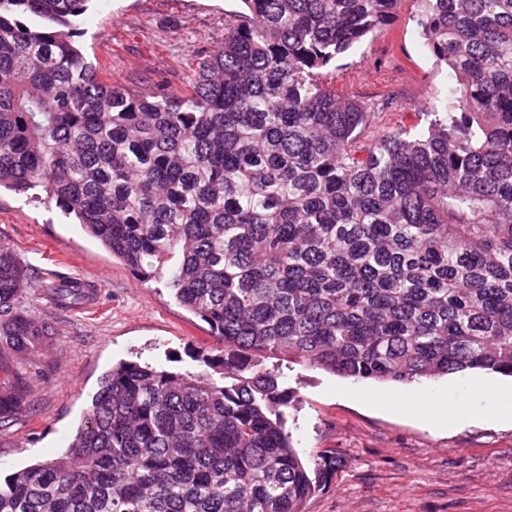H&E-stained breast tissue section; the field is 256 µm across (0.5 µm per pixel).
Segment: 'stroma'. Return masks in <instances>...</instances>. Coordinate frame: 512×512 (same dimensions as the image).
<instances>
[{
	"label": "stroma",
	"instance_id": "35a3bbf8",
	"mask_svg": "<svg viewBox=\"0 0 512 512\" xmlns=\"http://www.w3.org/2000/svg\"><path fill=\"white\" fill-rule=\"evenodd\" d=\"M239 0H90L76 20L88 58L106 81L134 91L186 87L202 52L224 45ZM418 0L323 70L337 94L376 104L369 134L419 124L440 107L448 71L416 31ZM394 98L393 107L380 103ZM0 241L30 276L94 284L87 303L61 307L24 289L17 304L52 323L54 336L8 357L0 389L21 375L26 407L0 428V477L65 452L113 364L136 361L194 372L193 351L215 346L208 325L175 299L166 278L138 281L55 202L0 191ZM295 401L287 427L307 459L341 460L305 512H512V416L491 409L512 379L457 373L412 384L353 381L280 362Z\"/></svg>",
	"mask_w": 512,
	"mask_h": 512
}]
</instances>
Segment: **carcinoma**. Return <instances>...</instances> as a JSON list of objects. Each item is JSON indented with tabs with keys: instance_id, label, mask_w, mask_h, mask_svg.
<instances>
[{
	"instance_id": "cac0c4a2",
	"label": "carcinoma",
	"mask_w": 512,
	"mask_h": 512,
	"mask_svg": "<svg viewBox=\"0 0 512 512\" xmlns=\"http://www.w3.org/2000/svg\"><path fill=\"white\" fill-rule=\"evenodd\" d=\"M90 0H0V188L41 189L222 346L198 372L121 361L62 455L0 483V512H304L336 474L286 430L263 359L411 384L512 377V0H418L448 67L427 127L364 140L372 107L320 81L401 0H240L188 88L132 94L78 44ZM172 266L167 263L172 258ZM0 242V349L53 334ZM24 387L0 392V425Z\"/></svg>"
}]
</instances>
